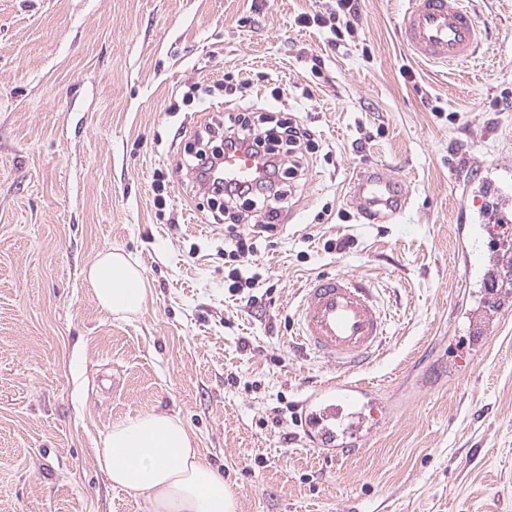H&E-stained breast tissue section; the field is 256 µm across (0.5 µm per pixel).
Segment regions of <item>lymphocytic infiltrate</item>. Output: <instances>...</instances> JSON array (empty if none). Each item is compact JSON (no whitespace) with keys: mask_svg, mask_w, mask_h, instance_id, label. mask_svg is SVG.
I'll use <instances>...</instances> for the list:
<instances>
[{"mask_svg":"<svg viewBox=\"0 0 512 512\" xmlns=\"http://www.w3.org/2000/svg\"><path fill=\"white\" fill-rule=\"evenodd\" d=\"M359 0H335L327 7L324 15L299 14V26L316 25L326 30L330 43H338L345 35L354 34L359 20ZM220 141L218 151L203 149V141ZM249 149L263 159L266 175L253 184H237L221 181L208 192L209 202L214 203V220H222L224 208L233 207L238 201L261 204L265 210L266 222L249 234L230 231L224 240V256L233 261L231 271L233 291L259 287L262 276L251 259L256 256L258 245L264 233L274 230L275 222L287 200L288 194L281 182L294 178L299 166L298 152H315L317 143L310 129L301 121L282 115L268 113L259 115L248 110L228 112L221 123H208L199 127L193 143L184 148L185 172L196 170L211 171L223 169L224 154L229 150Z\"/></svg>","mask_w":512,"mask_h":512,"instance_id":"lymphocytic-infiltrate-1","label":"lymphocytic infiltrate"}]
</instances>
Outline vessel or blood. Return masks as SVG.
Here are the masks:
<instances>
[{
    "label": "vessel or blood",
    "instance_id": "b4317fda",
    "mask_svg": "<svg viewBox=\"0 0 512 512\" xmlns=\"http://www.w3.org/2000/svg\"><path fill=\"white\" fill-rule=\"evenodd\" d=\"M399 36L413 56L428 63L453 64L473 59L481 46L482 23L463 0H408ZM257 158L241 149L224 155V174L232 181L249 182L260 173ZM480 183L490 185L501 202L512 199V166L484 165ZM360 214L380 220L382 212L397 215L410 202L396 191L393 178L380 169L359 174L350 185ZM467 280L480 284V300L467 310L476 349L495 334L500 318L512 312V250L504 244L485 249L492 233L485 216L459 207L454 226ZM390 316L371 285L350 273H321L305 288L298 320L301 349L320 358L337 373L336 379L312 385L299 402V418L315 448L335 456L357 452L383 424L386 403L357 374L378 356L388 336Z\"/></svg>",
    "mask_w": 512,
    "mask_h": 512
}]
</instances>
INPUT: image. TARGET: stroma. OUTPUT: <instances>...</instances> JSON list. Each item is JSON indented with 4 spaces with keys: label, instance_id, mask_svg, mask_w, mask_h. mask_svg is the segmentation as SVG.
Here are the masks:
<instances>
[{
    "label": "stroma",
    "instance_id": "obj_1",
    "mask_svg": "<svg viewBox=\"0 0 512 512\" xmlns=\"http://www.w3.org/2000/svg\"><path fill=\"white\" fill-rule=\"evenodd\" d=\"M470 2L486 44L448 71L401 42L406 0H361L336 47L295 23L322 0H0V512H144L96 450L147 411L183 420L237 512H512V316L472 356L454 225L475 198L453 177L512 163V0ZM238 71L268 79L225 98ZM241 109L296 116L319 144L251 307L228 289L223 225L177 174L185 134ZM371 167L410 194L378 224L347 196ZM108 248L151 288L130 320L82 274ZM339 271L381 291L389 339L360 377L395 413L331 460L291 409L333 372L290 346L309 277Z\"/></svg>",
    "mask_w": 512,
    "mask_h": 512
}]
</instances>
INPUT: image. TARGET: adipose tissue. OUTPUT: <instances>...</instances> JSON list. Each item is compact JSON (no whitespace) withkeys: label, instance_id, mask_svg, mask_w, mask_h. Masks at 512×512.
Segmentation results:
<instances>
[{"label":"adipose tissue","instance_id":"ef3b65f1","mask_svg":"<svg viewBox=\"0 0 512 512\" xmlns=\"http://www.w3.org/2000/svg\"><path fill=\"white\" fill-rule=\"evenodd\" d=\"M98 306L127 319L146 308L150 288L123 252L97 255L85 271ZM113 487L142 500L146 512H236L223 475L204 462L196 442L173 415L142 412L113 423L96 452Z\"/></svg>","mask_w":512,"mask_h":512}]
</instances>
